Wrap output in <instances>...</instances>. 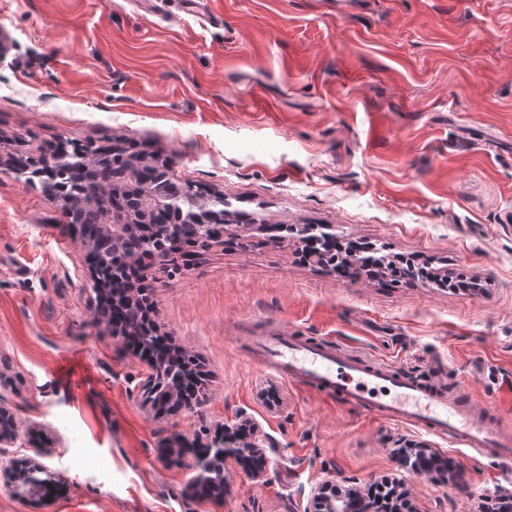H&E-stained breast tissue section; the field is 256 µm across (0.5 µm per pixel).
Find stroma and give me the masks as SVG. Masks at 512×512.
<instances>
[{"instance_id": "stroma-1", "label": "stroma", "mask_w": 512, "mask_h": 512, "mask_svg": "<svg viewBox=\"0 0 512 512\" xmlns=\"http://www.w3.org/2000/svg\"><path fill=\"white\" fill-rule=\"evenodd\" d=\"M107 139L224 197L223 239L146 261L161 333L206 363L194 410L152 409L60 200L9 164ZM303 224L481 288L340 277L301 260ZM268 332L466 386L512 426V0H0V466L42 447L47 479L27 500L0 484V512H309L327 478L396 479L415 512L512 499L492 452L254 363ZM243 422L275 442L264 475L230 464L200 496L194 448ZM419 445L453 471L402 470Z\"/></svg>"}]
</instances>
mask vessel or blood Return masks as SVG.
<instances>
[{
  "instance_id": "vessel-or-blood-1",
  "label": "vessel or blood",
  "mask_w": 512,
  "mask_h": 512,
  "mask_svg": "<svg viewBox=\"0 0 512 512\" xmlns=\"http://www.w3.org/2000/svg\"><path fill=\"white\" fill-rule=\"evenodd\" d=\"M253 356L261 365L280 370L289 382L310 386L339 403L436 430L469 448H498L500 459L512 461V436L491 427L469 400L410 382L389 363L364 365L285 334L257 337Z\"/></svg>"
}]
</instances>
